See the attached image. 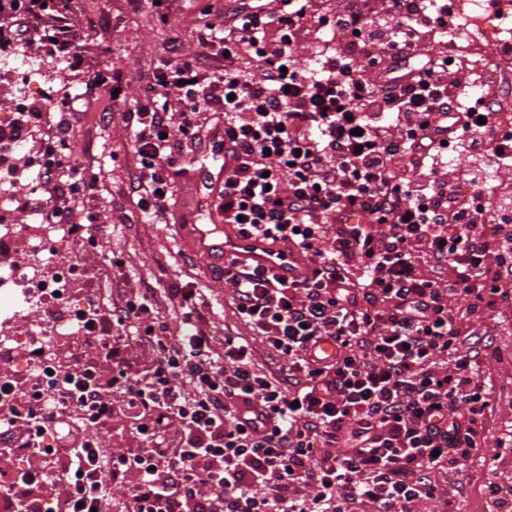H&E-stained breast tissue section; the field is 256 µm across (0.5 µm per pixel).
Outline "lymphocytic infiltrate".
<instances>
[{
	"mask_svg": "<svg viewBox=\"0 0 512 512\" xmlns=\"http://www.w3.org/2000/svg\"><path fill=\"white\" fill-rule=\"evenodd\" d=\"M45 2L0 0L5 43L81 67L67 11ZM467 25L454 0L242 5L154 74L124 113L137 206L169 211L188 178L178 155L200 141L202 113H222L237 157L226 223L308 262L288 283L224 264L238 316L288 363L258 373L239 336L213 350L194 289L177 291L187 328L173 340L145 300L128 302L117 325L158 353L145 376L118 371L144 447L107 458L76 433L63 495L33 496L56 482L44 444L60 416L35 410V461L0 486L6 512H109V481L130 483L137 512H421L442 500L434 471L482 447L495 406L482 379L492 341L470 323L512 307V132L478 93L488 69L448 48ZM69 136L58 123L44 145L43 177L63 180V196L29 204L77 234L98 214L74 222L68 201L94 199L100 173Z\"/></svg>",
	"mask_w": 512,
	"mask_h": 512,
	"instance_id": "obj_1",
	"label": "lymphocytic infiltrate"
}]
</instances>
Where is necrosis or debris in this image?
Masks as SVG:
<instances>
[{
  "instance_id": "1",
  "label": "necrosis or debris",
  "mask_w": 512,
  "mask_h": 512,
  "mask_svg": "<svg viewBox=\"0 0 512 512\" xmlns=\"http://www.w3.org/2000/svg\"><path fill=\"white\" fill-rule=\"evenodd\" d=\"M42 63L23 52L0 51V73L8 75L14 84L13 107L24 110L43 82ZM66 224L41 225L37 234H30L27 225L1 224L0 240L22 237L26 240L27 260L0 268V318L9 322L31 321L43 309L53 303H62L64 309L51 325H38L31 334L17 331L0 338V355L21 347H29L23 374V386L14 388L0 397V407L9 410L17 422H27L37 403L47 405L66 404L69 412L80 419H88L89 406L69 397L66 379L69 375L58 361L56 346L78 343L96 345V338L87 336L83 328L88 303L71 302L74 282L84 269L79 262L54 259L63 238L68 237Z\"/></svg>"
}]
</instances>
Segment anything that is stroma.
<instances>
[{"label": "stroma", "instance_id": "obj_1", "mask_svg": "<svg viewBox=\"0 0 512 512\" xmlns=\"http://www.w3.org/2000/svg\"><path fill=\"white\" fill-rule=\"evenodd\" d=\"M228 7V0H169L159 10L136 6L132 0H72V22L82 36V67L65 77L59 59L45 57V85L37 98L42 113L30 118L23 149L13 155L12 164L22 168L27 154L54 131L59 116L47 106V99L75 98L77 112L69 118L71 151L83 165L102 172L95 200L100 213L95 248H86L75 237L61 246L63 256L78 258L90 269L88 279L78 286V298H90L96 312L106 317L129 299L147 297L167 335L175 336L184 319L173 297L175 289H200L212 346L223 349L228 335L244 337L256 350L257 369L268 374L285 364V357L268 350L262 337L237 316L223 266L205 264L193 256V228L206 221L197 211L194 195L175 190L171 215L144 221L136 205V157L123 110L115 108L111 119L102 120L96 104L83 96L89 76L106 72L113 83L124 87L128 100H135L167 58L170 42L178 41L185 52H195L203 25L217 21ZM486 328L495 353L483 377L497 407L485 424L482 453L454 471L436 475L437 482L459 499L461 512H488L486 486L493 476L485 468L484 457L499 455L504 478L512 480V447L499 446L500 440L512 437V326L490 322ZM57 353L65 363L92 360L104 369L116 361L138 374L145 373L152 361L148 347L135 340L118 341L110 355L73 345L60 346Z\"/></svg>", "mask_w": 512, "mask_h": 512}]
</instances>
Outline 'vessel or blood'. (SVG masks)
I'll return each instance as SVG.
<instances>
[{"mask_svg": "<svg viewBox=\"0 0 512 512\" xmlns=\"http://www.w3.org/2000/svg\"><path fill=\"white\" fill-rule=\"evenodd\" d=\"M214 163L194 175L197 204L205 214L206 223L197 225L195 253L206 262H221L229 258L266 267L273 274L291 279L302 263L296 252L265 240L238 235L224 221L220 196L224 178L236 164V156L227 138H215L209 148Z\"/></svg>", "mask_w": 512, "mask_h": 512, "instance_id": "vessel-or-blood-1", "label": "vessel or blood"}]
</instances>
